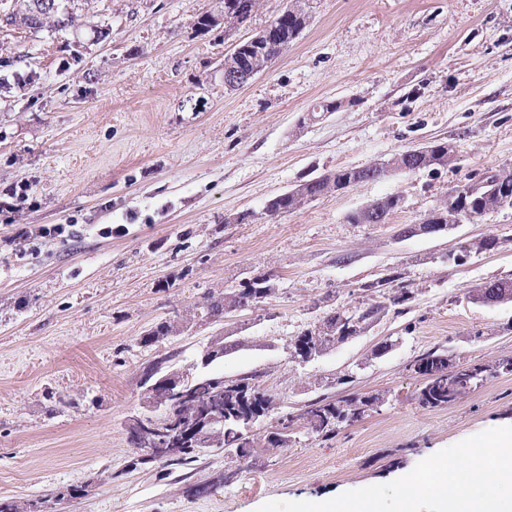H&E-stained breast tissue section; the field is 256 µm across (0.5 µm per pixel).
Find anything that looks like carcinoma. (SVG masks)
<instances>
[{"mask_svg":"<svg viewBox=\"0 0 512 512\" xmlns=\"http://www.w3.org/2000/svg\"><path fill=\"white\" fill-rule=\"evenodd\" d=\"M259 0H236L237 25L247 22L255 13ZM39 0H22L20 7L4 15L3 21L9 25L39 31L46 24V20H54V27L63 29L73 23L69 12L61 13L54 10L47 14H39ZM312 18L311 12L300 8L284 16L277 14L272 20L274 25L265 52L259 53L255 47L244 41L235 51L224 56V59L237 65L247 72H261L276 59L285 46L292 43L307 27ZM451 148L445 142L429 143L424 146L410 148L395 155L387 163L388 171L396 172L405 168H419L436 170L448 165ZM385 178V171L374 165L359 168L341 167L334 171L320 175L316 178L297 184V190L291 194H279L266 202L265 209L277 214L286 213L297 207V197L308 201L314 200L328 193L337 192L349 186L369 181H379ZM493 181L487 179L476 184H467L453 190L448 195V203L442 208L430 212L425 221L428 224H448L455 221V214L464 209H471L478 213L488 214L502 209L504 198L512 197V172H502L491 175ZM402 207V199L396 196H386L377 200L376 209L380 214L371 217L367 212L354 211L348 215L352 224L387 223L392 213ZM365 288L375 292L381 300L374 302L364 309L354 312L360 319L355 328L346 330V325L340 320L338 309L334 308L321 317V323L328 329L325 335H320V329L313 328L300 332L295 341L303 346L317 344L323 350L347 340L360 332L361 324L384 313L389 306H402L413 299L412 292L401 282L400 274L391 270L381 279L368 283ZM479 292L490 296V304L512 302V279H497L484 284ZM232 303L240 307H248L252 303H262L266 295L260 293L252 282H242L239 287L230 291ZM225 295L205 297L197 305L201 315L215 320L224 316ZM182 329L179 320L164 321L146 336L144 342L157 343L167 336L177 334ZM512 366V361L503 362L494 368L484 363L456 364L448 355L445 348L435 347L418 356L410 368L423 376V386L417 393V401L423 408H443L472 390L470 384L475 382L474 374L482 376V382L495 375L497 369ZM453 366L457 386L448 389V377L436 374L441 368ZM380 395H362L349 393L338 400L326 397L319 398L307 405L304 412L293 415L285 413L283 428L297 427L303 424L308 433L313 435L331 436L338 430L359 421L365 412L381 403ZM170 408L184 422L204 411H224V429L218 431L213 439V447L222 448L227 455L240 464H248L257 454L259 448H278L286 444L280 439L273 441L269 437L254 438L241 432L239 419L250 413L259 418L278 414L279 407L274 398L251 385L249 378L237 381H226L218 375L199 376L191 380L190 391L170 402ZM182 450L179 454L155 461L153 459L139 458L140 464H158L162 467H183L197 461L199 454L194 450V442L190 438H180ZM0 512H38L37 502L32 500H0Z\"/></svg>","mask_w":512,"mask_h":512,"instance_id":"1","label":"carcinoma"}]
</instances>
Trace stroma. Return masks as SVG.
<instances>
[{
	"instance_id": "stroma-1",
	"label": "stroma",
	"mask_w": 512,
	"mask_h": 512,
	"mask_svg": "<svg viewBox=\"0 0 512 512\" xmlns=\"http://www.w3.org/2000/svg\"><path fill=\"white\" fill-rule=\"evenodd\" d=\"M75 24L0 23V498L80 488L52 512H256L384 484L485 429L512 426V373L423 409L412 361L440 346L458 363L512 358V303L472 298L512 278V208L411 232L449 193L512 171V0H314L298 39L243 87H224V0H69ZM337 102L333 112L322 104ZM448 143L438 170L395 173L271 218L267 200L339 167ZM402 198L384 224L351 212ZM64 224L66 238L41 237ZM122 233L108 234V227ZM494 237V250L478 244ZM396 269L413 300L309 363L294 336L328 309L370 301ZM270 274L278 290L223 324L204 297ZM191 315L163 343L144 336ZM236 346L209 368L216 332ZM251 378L282 411L353 391L384 400L332 438L296 430L243 467L223 453L190 468L142 466L125 428L142 373ZM353 381L344 386L340 377Z\"/></svg>"
}]
</instances>
